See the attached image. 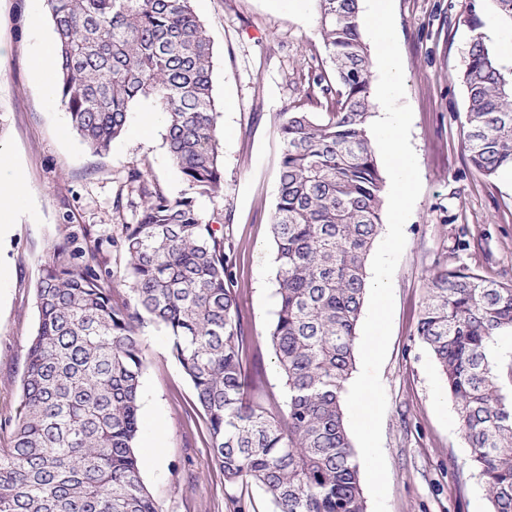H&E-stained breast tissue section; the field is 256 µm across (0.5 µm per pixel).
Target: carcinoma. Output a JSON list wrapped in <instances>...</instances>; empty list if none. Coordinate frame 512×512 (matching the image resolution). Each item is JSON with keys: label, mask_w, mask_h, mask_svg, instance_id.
<instances>
[{"label": "carcinoma", "mask_w": 512, "mask_h": 512, "mask_svg": "<svg viewBox=\"0 0 512 512\" xmlns=\"http://www.w3.org/2000/svg\"><path fill=\"white\" fill-rule=\"evenodd\" d=\"M316 2L332 71L315 74L308 97L327 111L284 112L279 124L278 310L269 339L288 401L272 410L247 396L224 225L195 208V195L220 192L224 165L212 44L192 0H44L56 94L73 129L105 152L133 103L153 100L169 158L193 195L172 198L144 171H129L128 193L113 203L117 214L139 210L112 239L127 261L122 301L99 262L101 240L68 236L47 253L13 446L0 448V512H159L136 452L147 320L166 330L192 382L225 485H257L274 512H366L343 393L384 181L367 131L371 58L359 0ZM460 80L473 167L487 178L512 170V71L476 37ZM424 289L416 335L442 371L493 512H512V354L494 349L512 334V281L447 265Z\"/></svg>", "instance_id": "carcinoma-1"}]
</instances>
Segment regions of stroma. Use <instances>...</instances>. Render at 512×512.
Returning a JSON list of instances; mask_svg holds the SVG:
<instances>
[{"mask_svg":"<svg viewBox=\"0 0 512 512\" xmlns=\"http://www.w3.org/2000/svg\"><path fill=\"white\" fill-rule=\"evenodd\" d=\"M212 43V82L220 112L224 185L196 197L205 220L223 225L236 261L248 336L243 356L249 397L284 405L285 380L269 335L277 310L271 233L282 145L281 113L316 111L306 90L328 68L315 0H193ZM395 27L413 111L411 144L422 191L404 226L406 246L393 276L395 308L380 369L387 407L382 447L388 512H492L472 468L445 379L415 334L424 280L442 265H464L500 281L512 279V174L488 179L461 145L468 102L459 74L466 51L482 37L495 55L512 41V23L486 0H394ZM43 0H0V108L9 122L0 155L19 170L21 192L11 225L0 234V448L10 447L29 341L38 312L36 284L49 249L68 235L104 239L99 259L112 286L125 291L126 260L108 240L120 222L113 202L138 168L169 196L188 185L166 152V124L155 104L136 101L125 133L102 155L71 127L59 100H48L35 56L52 53ZM140 477L159 512H273L264 492L225 487L209 463L206 423L193 387L171 354L165 330L141 329Z\"/></svg>","mask_w":512,"mask_h":512,"instance_id":"35a3bbf8","label":"stroma"}]
</instances>
